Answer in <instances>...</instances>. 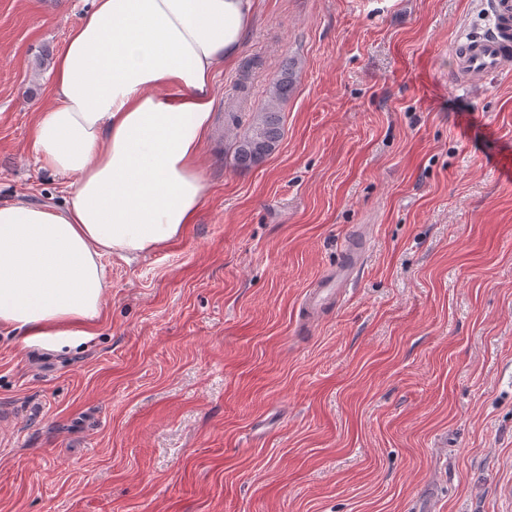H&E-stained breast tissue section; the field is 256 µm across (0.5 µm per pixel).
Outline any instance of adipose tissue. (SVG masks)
<instances>
[{
  "label": "adipose tissue",
  "instance_id": "ef3b65f1",
  "mask_svg": "<svg viewBox=\"0 0 512 512\" xmlns=\"http://www.w3.org/2000/svg\"><path fill=\"white\" fill-rule=\"evenodd\" d=\"M257 15L258 0H94L31 133L36 162L69 177V195L0 206V328L79 346L106 296L102 256L162 249L196 223L215 75Z\"/></svg>",
  "mask_w": 512,
  "mask_h": 512
}]
</instances>
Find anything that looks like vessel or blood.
<instances>
[{
  "label": "vessel or blood",
  "instance_id": "b4317fda",
  "mask_svg": "<svg viewBox=\"0 0 512 512\" xmlns=\"http://www.w3.org/2000/svg\"><path fill=\"white\" fill-rule=\"evenodd\" d=\"M488 32L482 37L462 36L453 44L455 74L473 83L487 76L512 71V0H486ZM370 243L365 228L344 238L339 265L326 270L304 298L309 311L340 304L343 293L362 267Z\"/></svg>",
  "mask_w": 512,
  "mask_h": 512
}]
</instances>
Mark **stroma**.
<instances>
[{
  "mask_svg": "<svg viewBox=\"0 0 512 512\" xmlns=\"http://www.w3.org/2000/svg\"><path fill=\"white\" fill-rule=\"evenodd\" d=\"M92 0H0V205ZM483 0H263L216 77L197 223L102 259L94 338L0 331V512H512V72L452 84ZM292 66L283 136L234 165ZM248 91L239 94L238 82ZM370 251L302 327L350 230Z\"/></svg>",
  "mask_w": 512,
  "mask_h": 512,
  "instance_id": "stroma-1",
  "label": "stroma"
}]
</instances>
